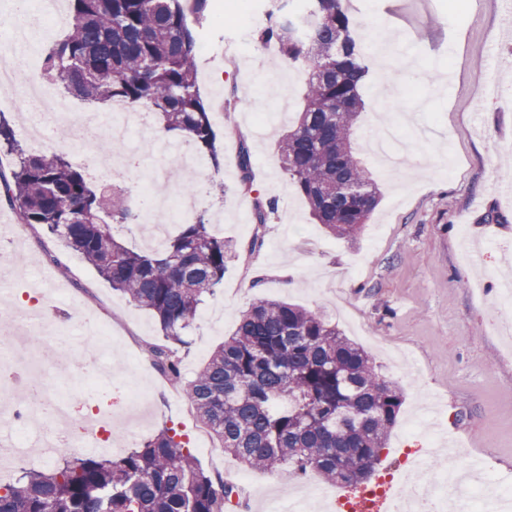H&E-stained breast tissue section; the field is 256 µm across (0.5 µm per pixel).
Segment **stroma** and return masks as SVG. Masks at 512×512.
Segmentation results:
<instances>
[{"mask_svg":"<svg viewBox=\"0 0 512 512\" xmlns=\"http://www.w3.org/2000/svg\"><path fill=\"white\" fill-rule=\"evenodd\" d=\"M253 2L242 11L224 0L223 20H188L205 46L196 56L197 84L220 157L219 166L195 175L194 214L212 224L229 252L223 284L177 349L183 378L204 366L256 299L284 300L336 324L401 388L403 404L376 472L393 467L399 449L433 447L440 434L462 449V461L476 457L512 477V336L495 328L498 284L512 280V198L497 192L512 163V93L505 91L512 86L511 8L505 0H348L369 66L355 142L380 189L368 224L348 240L314 223L280 167L279 144L296 119L307 74L259 41L274 2ZM257 113L264 122L254 121ZM417 119L433 131L418 143L414 167L381 169L368 148L371 128L393 124L409 136ZM140 141L139 165L115 178L140 214L121 233L137 250L146 247L145 229L165 218L149 198L147 157L179 139L158 123ZM243 144L252 159L248 191L237 169ZM259 198L277 203L262 226L253 221ZM257 236L263 243L255 249ZM1 251L18 273V308L27 307L29 289L58 286L64 294L54 302L52 328L111 322V384L99 385L91 367L78 383L80 394L99 391L112 400L110 457L167 425L183 442L203 437L194 453L206 474L234 485L248 477L244 512L286 502L297 481L344 495L315 473H269L224 453L154 366L148 347L164 341L156 319L51 236L27 234L18 249L0 241Z\"/></svg>","mask_w":512,"mask_h":512,"instance_id":"obj_1","label":"stroma"}]
</instances>
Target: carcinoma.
<instances>
[{
    "instance_id": "carcinoma-1",
    "label": "carcinoma",
    "mask_w": 512,
    "mask_h": 512,
    "mask_svg": "<svg viewBox=\"0 0 512 512\" xmlns=\"http://www.w3.org/2000/svg\"><path fill=\"white\" fill-rule=\"evenodd\" d=\"M70 33L50 45L46 76L92 103L116 100L192 140L219 164L215 134L196 84V40L187 13L203 19L214 0H69ZM259 37L310 69L297 123L280 145L282 170L305 197L312 218L340 238H355L380 190L358 158L353 124L365 103L367 74L345 0H286ZM0 148L16 156L0 172L22 223L52 236L92 266L112 289L157 320L166 340L186 344L204 298L224 281V238L199 220L160 250L117 241L112 222L137 219L124 196L88 183L64 155L23 148L0 118ZM241 182L251 183L249 149H239ZM155 365L180 385L202 425L248 467L274 473L313 471L340 485L369 479L403 404L367 352L305 308L259 298L196 376L182 379L177 350L150 347ZM165 427L120 458L69 456L53 469L30 467L0 483V512H233L234 487L197 465Z\"/></svg>"
}]
</instances>
